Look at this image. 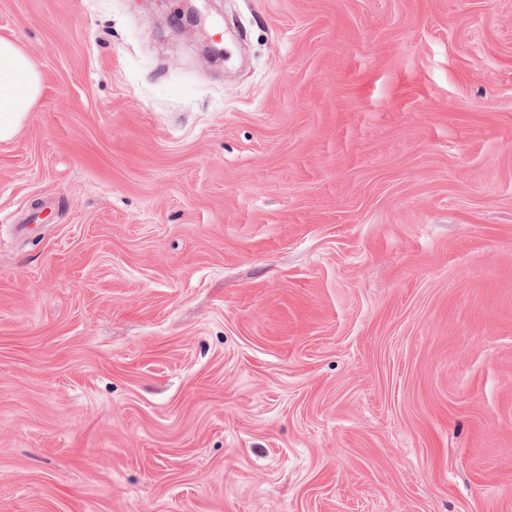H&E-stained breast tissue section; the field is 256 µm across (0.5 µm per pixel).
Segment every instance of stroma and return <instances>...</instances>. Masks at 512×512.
Returning a JSON list of instances; mask_svg holds the SVG:
<instances>
[{
  "label": "stroma",
  "instance_id": "stroma-1",
  "mask_svg": "<svg viewBox=\"0 0 512 512\" xmlns=\"http://www.w3.org/2000/svg\"><path fill=\"white\" fill-rule=\"evenodd\" d=\"M0 37V512H512V0ZM40 91L38 72L14 42L0 38V141L11 138Z\"/></svg>",
  "mask_w": 512,
  "mask_h": 512
}]
</instances>
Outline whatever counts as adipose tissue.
I'll use <instances>...</instances> for the list:
<instances>
[{
  "instance_id": "1",
  "label": "adipose tissue",
  "mask_w": 512,
  "mask_h": 512,
  "mask_svg": "<svg viewBox=\"0 0 512 512\" xmlns=\"http://www.w3.org/2000/svg\"><path fill=\"white\" fill-rule=\"evenodd\" d=\"M40 91L39 75L14 42L0 38V141L11 138Z\"/></svg>"
}]
</instances>
